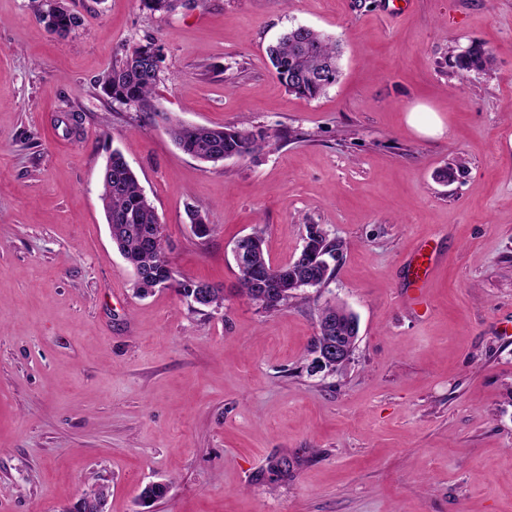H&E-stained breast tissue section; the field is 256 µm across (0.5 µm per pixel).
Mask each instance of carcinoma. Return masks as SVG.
I'll list each match as a JSON object with an SVG mask.
<instances>
[{
  "label": "carcinoma",
  "instance_id": "cac0c4a2",
  "mask_svg": "<svg viewBox=\"0 0 512 512\" xmlns=\"http://www.w3.org/2000/svg\"><path fill=\"white\" fill-rule=\"evenodd\" d=\"M151 14L171 15L179 0H141ZM37 20L60 35H67L79 26L80 18L62 7L47 11L46 0H30ZM157 44L148 41L125 51L115 59L112 69L98 85L111 102L135 109L147 116H162L164 110L157 98L162 73L156 72L153 56ZM267 58L278 80L289 93L300 98L315 99L336 82L339 47L333 38L312 28H292L267 48ZM491 51L473 43L455 56V65L464 78L485 72L491 64ZM175 145L185 154L202 162L217 163L231 156L245 158L282 137L281 131L270 133L253 130L244 125L229 127L189 126L175 123L170 126ZM100 200L106 223L113 227V242L137 271L140 279L134 283L139 297L154 293V286L163 279L174 278L171 288L183 297L199 296L212 309L224 307V289L209 283L179 279L169 266L163 238L152 242L148 234L159 223L155 207L144 195L138 177L125 155L118 149L109 155L103 174ZM250 262L238 267L239 292L256 303L264 302L262 310L274 312L287 304L295 292L313 280L320 284L332 277L333 270L321 264L320 257L335 255L340 244L326 236L309 237L293 259L283 265L270 264L264 252V238L256 231L246 244ZM358 323L353 313L324 306L318 316V332L311 344V354H336V348H355ZM102 487L87 491L67 506L64 512H87L98 503L106 502Z\"/></svg>",
  "mask_w": 512,
  "mask_h": 512
}]
</instances>
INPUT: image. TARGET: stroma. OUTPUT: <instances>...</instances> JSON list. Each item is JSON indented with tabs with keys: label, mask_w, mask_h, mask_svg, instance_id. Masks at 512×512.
<instances>
[{
	"label": "stroma",
	"mask_w": 512,
	"mask_h": 512,
	"mask_svg": "<svg viewBox=\"0 0 512 512\" xmlns=\"http://www.w3.org/2000/svg\"><path fill=\"white\" fill-rule=\"evenodd\" d=\"M66 4L81 24L61 37L29 0H0V512H63L94 486L106 512H512V0ZM299 25L342 45L313 100L266 57ZM151 39L162 118L97 84ZM473 43L493 64L463 80L452 52ZM172 119L294 136L203 163ZM110 146L173 270L222 287L223 309L135 295L99 199ZM190 207L213 238L192 235ZM311 224L343 245L325 286L272 313L239 294L237 239L263 230L278 265ZM422 242L443 261L412 305ZM329 302L359 336L326 376L308 350Z\"/></svg>",
	"instance_id": "stroma-1"
}]
</instances>
